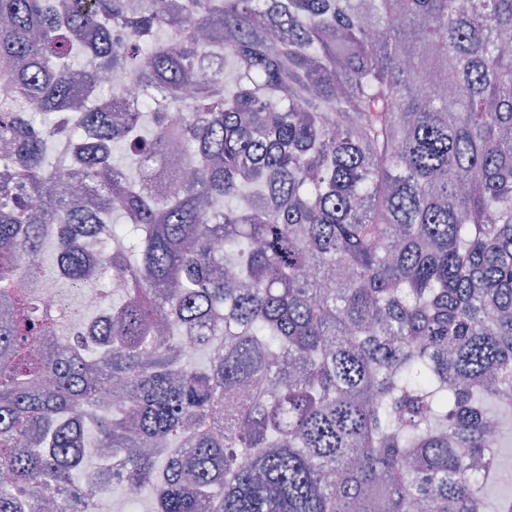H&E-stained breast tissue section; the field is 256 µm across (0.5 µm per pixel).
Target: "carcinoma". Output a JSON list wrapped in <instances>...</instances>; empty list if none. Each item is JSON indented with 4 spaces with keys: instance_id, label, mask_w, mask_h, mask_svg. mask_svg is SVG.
Listing matches in <instances>:
<instances>
[{
    "instance_id": "carcinoma-1",
    "label": "carcinoma",
    "mask_w": 512,
    "mask_h": 512,
    "mask_svg": "<svg viewBox=\"0 0 512 512\" xmlns=\"http://www.w3.org/2000/svg\"><path fill=\"white\" fill-rule=\"evenodd\" d=\"M0 299V512H512V0H0ZM112 88H123L127 91V100L125 102L123 111L114 112V115L123 114L125 110L128 109L131 106L132 102L135 100L133 97L137 94L138 90L135 87H133L132 84L130 83V79L127 73L111 69L106 70L103 73L99 90L103 95H105L104 90L106 89L112 91ZM44 297L45 304L54 309H63L68 312L69 317L66 319L67 324V337L70 341L76 339V336L84 339L85 342H88V339H91L89 336H86L85 325L83 319L78 317L76 310H73L71 307L70 301L68 298L51 295L49 293L42 295ZM88 338V339H87Z\"/></svg>"
}]
</instances>
